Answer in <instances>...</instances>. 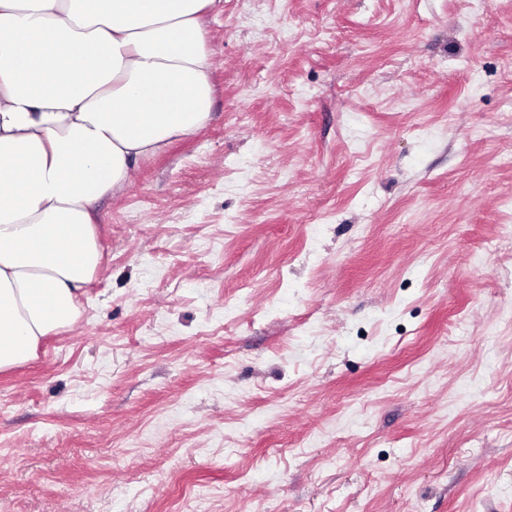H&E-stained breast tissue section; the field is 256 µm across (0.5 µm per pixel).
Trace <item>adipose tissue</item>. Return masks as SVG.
Segmentation results:
<instances>
[{
	"mask_svg": "<svg viewBox=\"0 0 512 512\" xmlns=\"http://www.w3.org/2000/svg\"><path fill=\"white\" fill-rule=\"evenodd\" d=\"M216 0H0V373L81 316L97 204L212 119Z\"/></svg>",
	"mask_w": 512,
	"mask_h": 512,
	"instance_id": "ef3b65f1",
	"label": "adipose tissue"
}]
</instances>
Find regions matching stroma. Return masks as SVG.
<instances>
[{
  "label": "stroma",
  "mask_w": 512,
  "mask_h": 512,
  "mask_svg": "<svg viewBox=\"0 0 512 512\" xmlns=\"http://www.w3.org/2000/svg\"><path fill=\"white\" fill-rule=\"evenodd\" d=\"M206 23L211 122L0 373V512H512V0Z\"/></svg>",
  "instance_id": "obj_1"
}]
</instances>
